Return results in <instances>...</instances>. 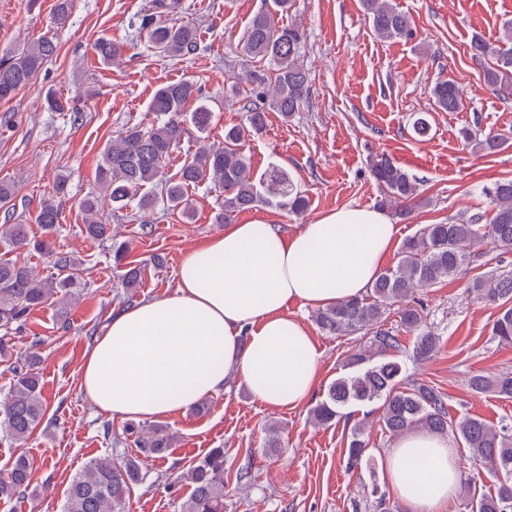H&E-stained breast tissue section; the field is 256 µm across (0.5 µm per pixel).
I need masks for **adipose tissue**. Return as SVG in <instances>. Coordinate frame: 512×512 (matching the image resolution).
<instances>
[{"mask_svg": "<svg viewBox=\"0 0 512 512\" xmlns=\"http://www.w3.org/2000/svg\"><path fill=\"white\" fill-rule=\"evenodd\" d=\"M398 234L377 207H342L291 235L262 220L225 225L185 254L172 294L113 316L80 386L132 421L188 410L231 381L261 403L295 408L319 381L321 355L289 306L364 296ZM383 474L409 512H446L461 478L448 440L426 433L400 439Z\"/></svg>", "mask_w": 512, "mask_h": 512, "instance_id": "1", "label": "adipose tissue"}]
</instances>
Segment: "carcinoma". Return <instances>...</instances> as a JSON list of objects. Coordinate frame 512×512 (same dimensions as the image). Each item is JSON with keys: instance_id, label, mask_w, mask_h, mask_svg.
<instances>
[{"instance_id": "cac0c4a2", "label": "carcinoma", "mask_w": 512, "mask_h": 512, "mask_svg": "<svg viewBox=\"0 0 512 512\" xmlns=\"http://www.w3.org/2000/svg\"><path fill=\"white\" fill-rule=\"evenodd\" d=\"M295 0H264L243 28L238 48L243 72L230 73L226 93L240 99L246 111L245 122L224 127V142L206 143L203 134L212 125L214 114L202 100L201 90L190 79L171 81L159 87L148 110L153 120L146 127H128L113 136L102 154L97 182L103 195H88L79 207L88 215L97 212L99 202L107 199L112 210L123 211L136 203L141 212H150L158 204L192 216L187 189L208 185L222 194L215 223L228 224L242 212L258 206H271L300 215L309 207L308 198L299 192L288 172L273 167L260 176L251 174L245 146L266 128L267 114L278 112L290 118L306 103L310 92V74L304 63L303 28L282 23ZM374 32L385 38H411L410 17L392 0H360ZM180 0H152L150 9L138 17L136 30L145 35L148 47L172 59L189 57L200 48L198 28L178 18ZM506 41L492 45L481 39L471 44L472 56H491L493 66L484 70L485 82L500 92L512 91V22L506 24ZM123 46L101 38L94 45L97 60L111 64ZM57 52L51 37H41L22 47L0 52V100L31 85ZM438 109L457 112L463 97L457 83L439 79L432 88ZM193 126L202 135L200 145L184 155L179 170L170 176L167 162L181 147ZM507 137L489 134L474 146L493 153ZM370 172L381 187L384 207L421 205L418 180L386 154L370 161ZM68 190V181L60 176L53 192L43 197L36 210L35 223L42 225L45 237L30 239L28 226L13 224L11 201L14 186L0 180V242L10 250L36 251L48 258L50 274L37 279L25 261L0 258V362L7 363L12 379L7 395L0 402V431L12 442L26 440L42 422L46 405L37 368L40 358L30 355L12 360L11 334L25 324L34 310L58 293H72L81 284V262L53 252L50 235L59 224V201ZM492 205L488 223L484 215L448 223L426 224L408 237L398 251L396 265L383 270L369 291L357 299L342 300L319 309L314 320L329 335H347L365 330L372 334L369 352H355L346 361L348 372L328 387L325 397L311 410L315 424L325 426L340 416L341 409L353 403L378 402L379 425L398 437L413 431L434 435L451 434L474 460L490 466L493 488L487 490L481 476L465 479L468 512H512V437L480 417L455 419L445 397L424 381L402 380V364L396 353L399 337L384 328L388 311L395 303L400 326L415 330L421 324L419 309L408 298L418 288H431L457 275L460 269L477 261L482 253L476 245L489 239L504 251H512V179L497 181L486 188ZM85 235L94 240L112 238V227L91 220L84 225ZM113 258L125 264L121 287L136 288L140 266L129 261L128 246L112 244ZM470 293L499 307L492 326L493 335L512 344V273H500L473 280ZM440 349L439 337L430 332L418 336L413 357L417 361L433 358ZM469 387L476 394L493 392L512 398V374L472 375ZM125 434L137 435L141 452L163 457L172 448L173 436L157 427L142 436L129 425ZM367 443L364 428L357 426L348 441L347 465L362 466ZM224 449L212 448L188 467L183 479L191 487L180 512H224ZM32 465L20 455L13 459L7 473L0 475V498H11L30 485ZM144 478L138 457L122 458L108 452L86 464L67 490L63 512H126L132 489Z\"/></svg>"}]
</instances>
